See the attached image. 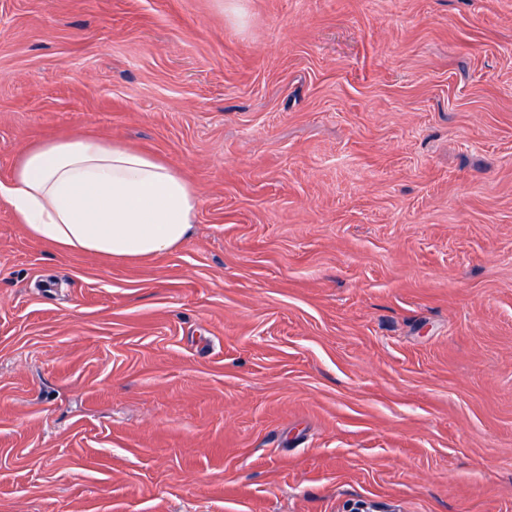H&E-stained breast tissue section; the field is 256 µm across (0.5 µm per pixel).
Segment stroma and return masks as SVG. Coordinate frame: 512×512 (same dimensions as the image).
Listing matches in <instances>:
<instances>
[{"mask_svg": "<svg viewBox=\"0 0 512 512\" xmlns=\"http://www.w3.org/2000/svg\"><path fill=\"white\" fill-rule=\"evenodd\" d=\"M67 137L200 207L0 199V512H512V0H0V181ZM0 198L28 234L55 247L116 259L175 251L199 208L178 170L139 150L87 137L29 147Z\"/></svg>", "mask_w": 512, "mask_h": 512, "instance_id": "35a3bbf8", "label": "stroma"}]
</instances>
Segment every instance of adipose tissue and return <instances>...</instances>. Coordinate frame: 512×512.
Returning <instances> with one entry per match:
<instances>
[{
	"instance_id": "obj_1",
	"label": "adipose tissue",
	"mask_w": 512,
	"mask_h": 512,
	"mask_svg": "<svg viewBox=\"0 0 512 512\" xmlns=\"http://www.w3.org/2000/svg\"><path fill=\"white\" fill-rule=\"evenodd\" d=\"M0 198L30 236L116 259L175 251L199 208L196 189L172 166L87 137L29 147L0 181Z\"/></svg>"
}]
</instances>
